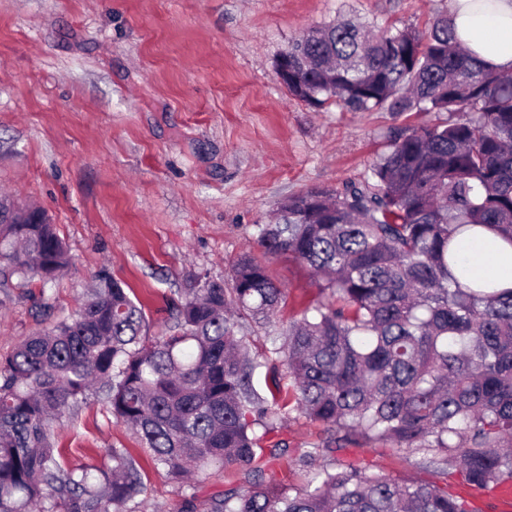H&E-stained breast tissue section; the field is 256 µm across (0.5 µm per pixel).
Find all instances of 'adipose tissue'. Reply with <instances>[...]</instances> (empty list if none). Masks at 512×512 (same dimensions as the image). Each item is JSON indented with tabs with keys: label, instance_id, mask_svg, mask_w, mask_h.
I'll return each instance as SVG.
<instances>
[{
	"label": "adipose tissue",
	"instance_id": "1",
	"mask_svg": "<svg viewBox=\"0 0 512 512\" xmlns=\"http://www.w3.org/2000/svg\"><path fill=\"white\" fill-rule=\"evenodd\" d=\"M455 34L477 58L512 70V0H449Z\"/></svg>",
	"mask_w": 512,
	"mask_h": 512
}]
</instances>
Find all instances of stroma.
Masks as SVG:
<instances>
[{"instance_id":"1","label":"stroma","mask_w":512,"mask_h":512,"mask_svg":"<svg viewBox=\"0 0 512 512\" xmlns=\"http://www.w3.org/2000/svg\"><path fill=\"white\" fill-rule=\"evenodd\" d=\"M448 0H0V194L43 208L71 267L48 292L67 317L107 270L145 306L151 333L197 271L226 277L249 253L288 291V318L315 279L263 254L256 225L286 197L362 184L396 129L444 112L316 110L289 95L275 63L305 30L348 15L428 31ZM39 281L0 292V356L41 322ZM71 463L127 449L145 473L139 512L204 508L219 470L178 485L101 404L56 431Z\"/></svg>"}]
</instances>
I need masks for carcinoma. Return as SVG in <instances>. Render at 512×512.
I'll return each mask as SVG.
<instances>
[{
  "instance_id": "carcinoma-1",
  "label": "carcinoma",
  "mask_w": 512,
  "mask_h": 512,
  "mask_svg": "<svg viewBox=\"0 0 512 512\" xmlns=\"http://www.w3.org/2000/svg\"><path fill=\"white\" fill-rule=\"evenodd\" d=\"M371 28L343 19L303 32L276 62L289 94L315 108L450 119L395 131L369 181L290 195L256 225L259 246L309 267L321 294L272 350L285 371L249 348L247 324L271 322L287 302L254 258L233 261L228 284L192 274L172 325L152 337L143 305L102 270L75 313L0 358V512H135L144 474L126 449L99 467L73 466L57 447L55 426L92 401L178 483L234 469L239 483L206 512H471L449 478L512 485V288L470 265L497 247L477 229L512 246V73L471 55L446 16L425 36ZM8 204L0 287L52 282L69 266L65 244L46 212ZM285 380L324 437L264 449L285 420ZM363 441L420 475L349 458ZM281 460L301 484L267 479Z\"/></svg>"
}]
</instances>
